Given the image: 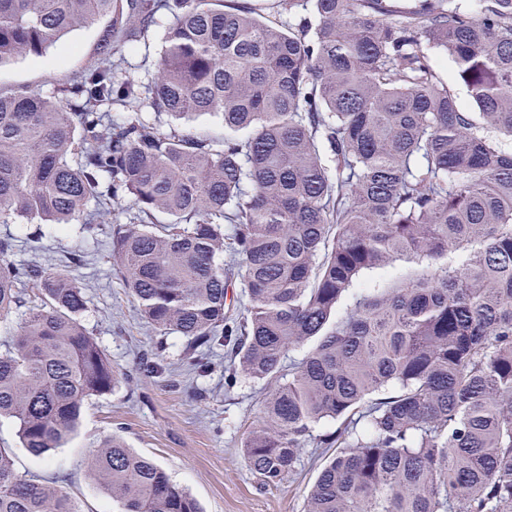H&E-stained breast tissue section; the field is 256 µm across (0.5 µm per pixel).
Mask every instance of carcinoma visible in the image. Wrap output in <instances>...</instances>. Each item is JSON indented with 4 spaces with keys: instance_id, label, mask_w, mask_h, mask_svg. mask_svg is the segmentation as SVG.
Here are the masks:
<instances>
[{
    "instance_id": "obj_1",
    "label": "carcinoma",
    "mask_w": 512,
    "mask_h": 512,
    "mask_svg": "<svg viewBox=\"0 0 512 512\" xmlns=\"http://www.w3.org/2000/svg\"><path fill=\"white\" fill-rule=\"evenodd\" d=\"M276 4L295 26L247 0H0V64L109 20L75 83L0 93V223L105 233L155 332L226 349L228 388L273 384L244 457L270 486L307 445L334 449L306 512H512V152L497 140L512 138V0L402 15L387 0ZM162 13L151 79L118 78L117 43ZM434 52L477 111L437 80ZM146 104L218 116L224 138L164 130ZM15 248L0 237V319L30 289L44 303L0 354V417L40 457L119 372L81 321L88 285L71 269L84 254L60 270L17 264ZM400 262L398 277L360 283ZM163 372L159 349L139 367ZM323 420L336 428L315 433ZM88 470L120 512H199L120 437ZM0 512L81 510L0 448Z\"/></svg>"
}]
</instances>
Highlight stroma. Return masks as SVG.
<instances>
[{
    "instance_id": "35a3bbf8",
    "label": "stroma",
    "mask_w": 512,
    "mask_h": 512,
    "mask_svg": "<svg viewBox=\"0 0 512 512\" xmlns=\"http://www.w3.org/2000/svg\"><path fill=\"white\" fill-rule=\"evenodd\" d=\"M167 22V16H160L158 26L144 40L124 44L114 62L139 81H148L163 49ZM104 27V22L93 23L43 56L0 65V92L49 93L70 83L94 56ZM43 230L38 254L43 262L62 268L70 252L86 253L88 263L78 270L89 285L82 322L126 377L111 393L89 399L74 432L43 458L22 447L11 419L0 418V448L10 449L16 471L55 483L78 501L82 512H119L87 468L101 443L117 435L189 492L201 512H304L307 491L325 461L320 449H303L297 469L270 487L260 485L243 456L241 445L258 421L266 383L250 380L225 389L220 349L210 356L211 373L199 376L185 338L175 334L167 338L164 373L137 375L140 359L152 352L157 336L139 315L100 237L87 236L76 224H47Z\"/></svg>"
}]
</instances>
